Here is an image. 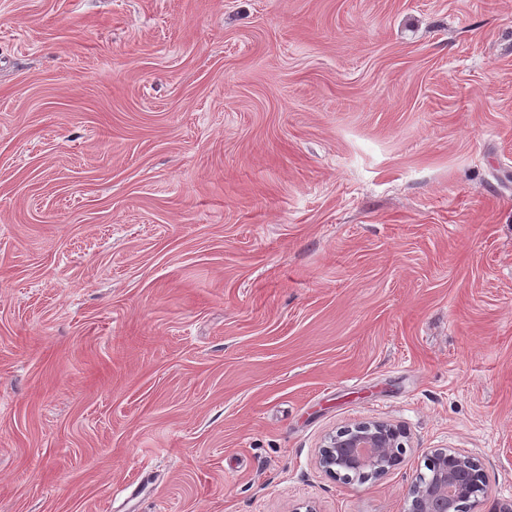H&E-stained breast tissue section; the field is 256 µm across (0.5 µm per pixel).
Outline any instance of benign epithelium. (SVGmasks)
Returning <instances> with one entry per match:
<instances>
[{
  "instance_id": "1",
  "label": "benign epithelium",
  "mask_w": 512,
  "mask_h": 512,
  "mask_svg": "<svg viewBox=\"0 0 512 512\" xmlns=\"http://www.w3.org/2000/svg\"><path fill=\"white\" fill-rule=\"evenodd\" d=\"M403 431L383 421L359 422L327 438L319 464L331 476L350 478V473L384 475L404 462ZM426 462L429 474L407 486L406 512H460L462 504H480L487 494L485 474L472 457L436 449Z\"/></svg>"
}]
</instances>
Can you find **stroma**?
<instances>
[{
    "label": "stroma",
    "instance_id": "stroma-1",
    "mask_svg": "<svg viewBox=\"0 0 512 512\" xmlns=\"http://www.w3.org/2000/svg\"><path fill=\"white\" fill-rule=\"evenodd\" d=\"M436 448L512 500V0H0V512H404ZM403 431L383 421L359 422L330 435L319 464L331 476L349 479V472L384 475L404 462Z\"/></svg>",
    "mask_w": 512,
    "mask_h": 512
}]
</instances>
